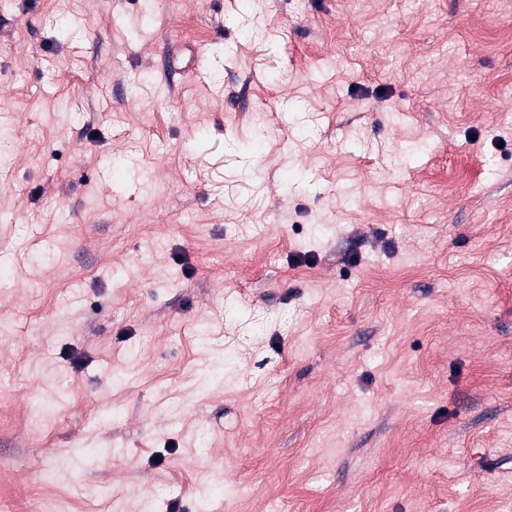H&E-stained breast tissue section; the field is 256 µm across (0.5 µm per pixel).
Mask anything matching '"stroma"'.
Instances as JSON below:
<instances>
[{"instance_id": "1", "label": "stroma", "mask_w": 512, "mask_h": 512, "mask_svg": "<svg viewBox=\"0 0 512 512\" xmlns=\"http://www.w3.org/2000/svg\"><path fill=\"white\" fill-rule=\"evenodd\" d=\"M0 512H512V0H0Z\"/></svg>"}]
</instances>
